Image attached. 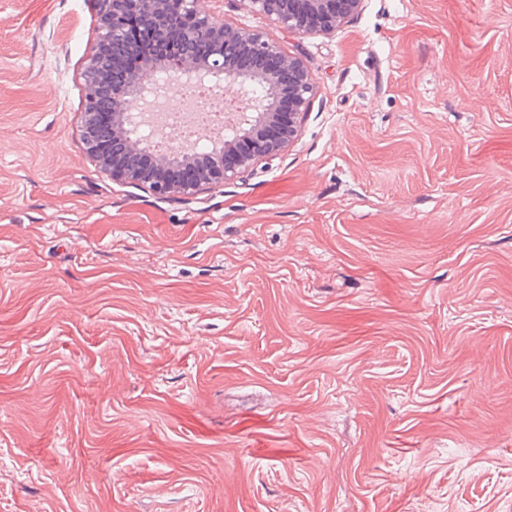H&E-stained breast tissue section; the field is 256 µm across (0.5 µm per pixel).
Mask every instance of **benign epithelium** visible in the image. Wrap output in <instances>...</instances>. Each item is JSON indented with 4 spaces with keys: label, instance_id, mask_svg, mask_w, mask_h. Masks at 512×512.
<instances>
[{
    "label": "benign epithelium",
    "instance_id": "1",
    "mask_svg": "<svg viewBox=\"0 0 512 512\" xmlns=\"http://www.w3.org/2000/svg\"><path fill=\"white\" fill-rule=\"evenodd\" d=\"M100 26L86 61L82 144L97 170L147 187L158 196L193 195L223 183L295 141L315 81L298 58L260 32L235 28L200 7V0H95ZM249 8L299 35H329L363 0H243ZM159 40L158 55L127 65L133 30ZM186 77L232 88L245 110L224 147L200 153L176 146L156 156L144 118L163 85ZM266 94L258 98L253 87Z\"/></svg>",
    "mask_w": 512,
    "mask_h": 512
}]
</instances>
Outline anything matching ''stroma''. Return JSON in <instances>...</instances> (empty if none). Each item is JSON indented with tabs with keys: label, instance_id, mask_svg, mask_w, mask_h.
<instances>
[{
	"label": "stroma",
	"instance_id": "1",
	"mask_svg": "<svg viewBox=\"0 0 512 512\" xmlns=\"http://www.w3.org/2000/svg\"><path fill=\"white\" fill-rule=\"evenodd\" d=\"M195 196L80 139L93 0H0V512H512V0H364Z\"/></svg>",
	"mask_w": 512,
	"mask_h": 512
}]
</instances>
